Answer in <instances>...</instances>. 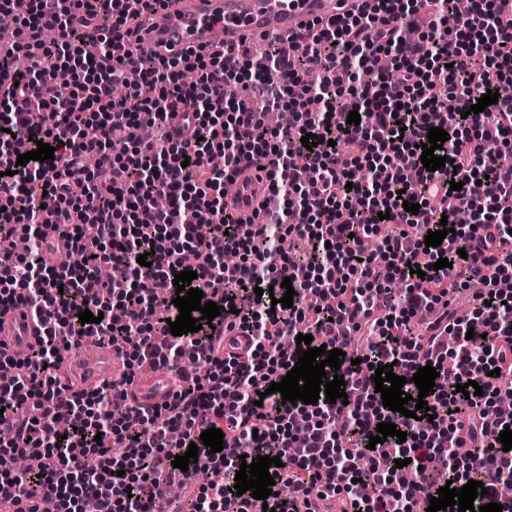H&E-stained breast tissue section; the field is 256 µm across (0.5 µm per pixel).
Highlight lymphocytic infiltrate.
I'll use <instances>...</instances> for the list:
<instances>
[{
    "mask_svg": "<svg viewBox=\"0 0 512 512\" xmlns=\"http://www.w3.org/2000/svg\"><path fill=\"white\" fill-rule=\"evenodd\" d=\"M138 13L124 0H28L17 17V42L0 55V308L41 318L42 335L28 358L13 360L11 384L0 387V512H39L51 496L58 512H163L159 478L192 486L194 512H249L250 493L226 496L241 456L270 455L273 512H317L341 499L349 512H426L429 492L452 478L460 488L482 482L475 506L497 502L512 512V450L488 442L512 427L497 409L504 376H512V0H373L357 14L311 22L287 54L276 37L260 57L188 50L181 56L134 52ZM392 62L391 75L369 72L372 56ZM28 66L18 67L17 58ZM71 77L58 96L56 71ZM194 81H186V73ZM241 94L229 97L226 86ZM496 104L473 114L486 90ZM292 113L271 129L269 110ZM358 111L359 125L349 124ZM449 139L445 173L454 191L423 167L432 113ZM144 123L162 140L136 135ZM315 134L306 149L301 138ZM125 141L113 155V140ZM53 159L18 165L38 142ZM223 168H214V154ZM269 164L278 208L257 224L239 223L224 203L225 182L249 166ZM453 180V181H454ZM162 196L165 208L147 205ZM418 204L409 213L404 202ZM388 212L380 221V212ZM453 230L441 246L424 243L440 225ZM27 229L28 250L13 240ZM71 252L46 261L52 233ZM309 260L294 259L295 240ZM196 254L192 287L222 285L223 311L211 326L181 336L169 322L179 310L174 276ZM148 265H139V254ZM237 257L225 264V254ZM451 269H435L438 259ZM124 270L101 280L96 270ZM290 279L292 307L272 306ZM263 295H256V288ZM472 289L469 311L451 297ZM101 314L81 323L79 312ZM230 338L213 354L216 327ZM474 338H467V331ZM313 346L346 354L339 372L347 403H286L269 393L298 360V334ZM119 346L129 369L161 365L177 372L171 401L126 408L123 380L71 390L61 376L58 344ZM392 365L418 395L412 376L433 366L427 395L431 420L388 410L375 391V370ZM476 381L482 395L457 385ZM381 422L406 432L370 444ZM221 429L223 449L200 445ZM197 443L188 470L176 456ZM122 455H112L113 445ZM21 454L39 456L38 473L15 472ZM412 478L396 480L395 459Z\"/></svg>",
    "mask_w": 512,
    "mask_h": 512,
    "instance_id": "f902f5d3",
    "label": "lymphocytic infiltrate"
}]
</instances>
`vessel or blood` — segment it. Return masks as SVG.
I'll return each mask as SVG.
<instances>
[{
  "label": "vessel or blood",
  "mask_w": 512,
  "mask_h": 512,
  "mask_svg": "<svg viewBox=\"0 0 512 512\" xmlns=\"http://www.w3.org/2000/svg\"><path fill=\"white\" fill-rule=\"evenodd\" d=\"M363 0H167L146 8L142 16L148 29L140 43L142 52L178 54L187 49L232 48L243 38L259 35L288 37L312 20L327 21L358 11ZM229 206L245 224L259 221L258 201L243 202L230 195ZM41 334L32 317L17 309L0 311V340L16 359L27 358ZM77 388L105 382L123 373V358L112 344H99L68 360ZM174 386L153 369L136 373L128 388L130 404L156 407L169 401Z\"/></svg>",
  "instance_id": "1"
}]
</instances>
